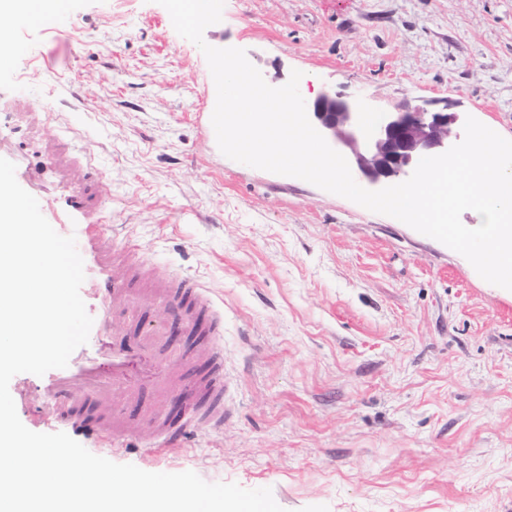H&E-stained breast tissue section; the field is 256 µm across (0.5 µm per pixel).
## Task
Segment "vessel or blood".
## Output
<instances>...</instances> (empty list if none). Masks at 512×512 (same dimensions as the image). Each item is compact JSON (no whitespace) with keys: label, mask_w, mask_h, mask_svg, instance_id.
I'll return each mask as SVG.
<instances>
[{"label":"vessel or blood","mask_w":512,"mask_h":512,"mask_svg":"<svg viewBox=\"0 0 512 512\" xmlns=\"http://www.w3.org/2000/svg\"><path fill=\"white\" fill-rule=\"evenodd\" d=\"M0 158L13 162L16 166V179L19 185L34 196L44 217L52 224H80L84 227V238L80 251L86 259L85 272L96 280L95 287L81 289L80 295L89 308L94 309L96 317L90 332V342H99L106 333V322L113 305L130 298L132 289L127 288L125 280L114 278L112 266L114 256L112 245L106 235L102 221H91L90 211L96 203L91 195L83 193L70 196L65 205L43 193L37 182L36 174L30 164L18 156L4 140L0 139ZM163 295L175 299L180 314L187 323L191 334L219 336L223 333V323L217 316L212 300L204 288L190 277L164 283ZM170 374L169 368L154 364L152 344L143 340L134 349L113 348L104 359L83 358L72 354L67 367L52 369L38 377L29 390L21 392V402L30 403L40 395L54 397L60 407H68L71 390L81 384L96 388L101 397H108L112 391H122L129 401H136L139 389L145 384L160 385ZM195 396L210 427L224 424V361L215 359L211 373L196 385Z\"/></svg>","instance_id":"obj_1"}]
</instances>
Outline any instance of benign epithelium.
<instances>
[{
    "label": "benign epithelium",
    "instance_id": "obj_1",
    "mask_svg": "<svg viewBox=\"0 0 512 512\" xmlns=\"http://www.w3.org/2000/svg\"><path fill=\"white\" fill-rule=\"evenodd\" d=\"M306 111L329 145L346 158L351 172L369 184L405 178L421 158L447 151L451 126L459 120L446 107L401 105L370 123L355 103L331 91L306 102Z\"/></svg>",
    "mask_w": 512,
    "mask_h": 512
}]
</instances>
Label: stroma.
I'll return each mask as SVG.
<instances>
[{
  "label": "stroma",
  "instance_id": "1",
  "mask_svg": "<svg viewBox=\"0 0 512 512\" xmlns=\"http://www.w3.org/2000/svg\"><path fill=\"white\" fill-rule=\"evenodd\" d=\"M0 25V137L64 193L46 154L68 133L75 181L96 165L117 268L194 277L224 321L190 344L170 392L102 403L141 421L136 435L101 441L50 397L18 407L25 427L149 472L268 487L285 512H512V290L393 217L224 156L206 130L207 61L157 0H65ZM204 39L246 50L273 87L296 69L369 118L435 101L512 140V0H225ZM171 321L146 292L104 342L156 331L167 364ZM217 352L223 428L198 420L156 448Z\"/></svg>",
  "mask_w": 512,
  "mask_h": 512
}]
</instances>
